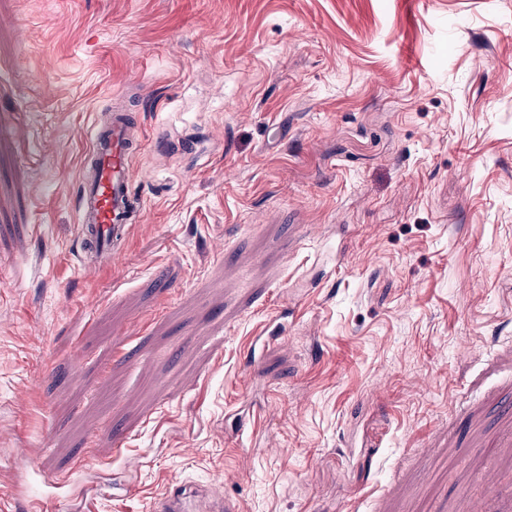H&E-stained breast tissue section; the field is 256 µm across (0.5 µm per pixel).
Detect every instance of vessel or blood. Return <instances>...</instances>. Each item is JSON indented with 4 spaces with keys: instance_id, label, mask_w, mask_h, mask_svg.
I'll return each mask as SVG.
<instances>
[{
    "instance_id": "b4317fda",
    "label": "vessel or blood",
    "mask_w": 512,
    "mask_h": 512,
    "mask_svg": "<svg viewBox=\"0 0 512 512\" xmlns=\"http://www.w3.org/2000/svg\"><path fill=\"white\" fill-rule=\"evenodd\" d=\"M109 121L93 127L89 159L80 184L78 236L88 264L110 265L120 255L131 230L144 223L145 211L134 190L133 159L141 131L123 103L122 92L113 95ZM205 512H236L234 504L211 491L175 485L158 500L153 512H190L191 503Z\"/></svg>"
}]
</instances>
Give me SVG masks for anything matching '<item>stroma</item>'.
I'll return each mask as SVG.
<instances>
[{
  "label": "stroma",
  "instance_id": "1",
  "mask_svg": "<svg viewBox=\"0 0 512 512\" xmlns=\"http://www.w3.org/2000/svg\"><path fill=\"white\" fill-rule=\"evenodd\" d=\"M125 93L146 221L76 236ZM512 512V0H0V512ZM192 502L203 503L201 509L208 512H235L234 504L216 495L213 491H200L182 484L175 485L153 507L154 512H191L187 506Z\"/></svg>",
  "mask_w": 512,
  "mask_h": 512
}]
</instances>
